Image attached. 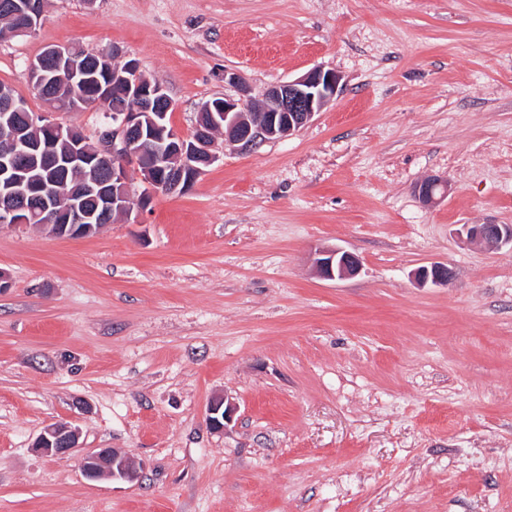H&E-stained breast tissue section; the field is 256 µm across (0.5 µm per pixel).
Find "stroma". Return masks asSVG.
I'll list each match as a JSON object with an SVG mask.
<instances>
[{
  "label": "stroma",
  "instance_id": "35a3bbf8",
  "mask_svg": "<svg viewBox=\"0 0 512 512\" xmlns=\"http://www.w3.org/2000/svg\"><path fill=\"white\" fill-rule=\"evenodd\" d=\"M54 45L137 60L185 135L208 100L341 83L96 234L0 225V512H512V248L457 234L512 225V0H45L0 39L35 112ZM325 247L359 273L318 276ZM61 423L78 447L36 453ZM102 448L140 480L86 479ZM451 276V270L447 266L440 263H434L430 266H423L417 269L414 273L416 282L422 286L426 285L428 282L441 285L447 284Z\"/></svg>",
  "mask_w": 512,
  "mask_h": 512
}]
</instances>
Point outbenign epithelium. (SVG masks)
Listing matches in <instances>:
<instances>
[{"instance_id": "obj_1", "label": "benign epithelium", "mask_w": 512, "mask_h": 512, "mask_svg": "<svg viewBox=\"0 0 512 512\" xmlns=\"http://www.w3.org/2000/svg\"><path fill=\"white\" fill-rule=\"evenodd\" d=\"M26 18L23 31L35 33L43 13L37 0H27L19 6ZM98 53L91 56L72 46H50L28 63L34 89L48 84L51 74L63 71L72 83L88 79L89 68L108 71L111 56ZM122 82L131 105L112 113V125L104 129L97 146L88 150L76 142L73 130L52 119L50 112H34L27 117V126L17 128L11 111L23 108L10 88H0L4 96V112L0 113V139L9 150H0V223L27 224L28 212L41 220L58 237H84L94 231L101 214L130 217L146 206L154 193L180 195L184 193L218 159L212 127L224 132V145L252 148L272 139L292 136L305 126L336 96L341 77L334 71L314 67L302 76L276 84L265 95L266 118L262 122L249 119L250 110L240 101L224 98L210 102L198 114L195 131L190 137L180 134L167 124V113L152 111V100L168 97L164 87L147 76L139 63L130 59L122 71L114 72ZM41 156L54 176L45 182H29L21 178L23 161ZM91 166L95 171L82 190L93 193L98 209L85 208L81 197L67 194L61 201L60 178L74 169ZM147 184L139 196L132 190L133 175ZM425 203L444 197L447 182L431 178L417 189ZM460 233L475 244L498 248L512 245L509 224H464ZM315 267L324 279H345L358 274L360 261L356 255L340 248L322 249L315 258ZM451 270L440 263L416 270L414 278L422 286L446 284ZM234 407L222 401L211 403L207 420L215 429L224 428ZM79 431L67 424H56L44 430L34 442L36 452L55 458L68 457L78 447ZM81 468L89 480L112 476L129 482L140 479V472L127 457L115 450L102 448L85 456Z\"/></svg>"}]
</instances>
